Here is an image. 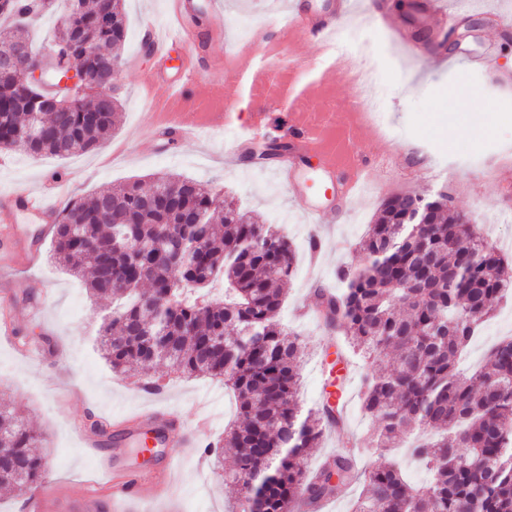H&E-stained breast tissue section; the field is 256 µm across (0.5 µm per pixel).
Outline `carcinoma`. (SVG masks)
Returning <instances> with one entry per match:
<instances>
[{
  "mask_svg": "<svg viewBox=\"0 0 512 512\" xmlns=\"http://www.w3.org/2000/svg\"><path fill=\"white\" fill-rule=\"evenodd\" d=\"M45 0H0V26L12 33L0 54L21 50L32 65L27 21L51 8ZM60 70L80 79L63 91L0 69V150L33 158L96 149L118 123L119 100L100 80L124 42L123 0H70ZM37 123L40 135L22 132ZM276 124L261 151L287 150ZM421 197L385 201L362 242L367 262L342 268L336 290H320L324 323L375 364L362 374V407L377 424V451L406 447L431 475L416 488L400 465L358 467V448L305 472L309 449L330 427L343 431L339 406L325 397L303 413L298 403L304 348L280 320L294 250L277 229L249 221L234 198L198 183L160 176L59 210L57 262L88 269L95 297L117 310L103 319L100 350L115 372L161 363L181 375L219 378L236 396L227 430L231 482L245 490L255 473L257 512H318L360 482L353 512H512V339L496 344L480 369L458 370L461 351L512 288L504 257L473 234L470 219L431 200L427 223H408ZM224 281V299L207 288ZM40 436L0 406V488L36 489L49 466Z\"/></svg>",
  "mask_w": 512,
  "mask_h": 512,
  "instance_id": "1",
  "label": "carcinoma"
}]
</instances>
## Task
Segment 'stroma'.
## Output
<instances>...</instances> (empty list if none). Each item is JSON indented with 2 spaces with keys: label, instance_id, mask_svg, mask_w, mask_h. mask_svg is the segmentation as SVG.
I'll return each mask as SVG.
<instances>
[{
  "label": "stroma",
  "instance_id": "obj_1",
  "mask_svg": "<svg viewBox=\"0 0 512 512\" xmlns=\"http://www.w3.org/2000/svg\"><path fill=\"white\" fill-rule=\"evenodd\" d=\"M166 0H125L127 34L120 49L119 82L121 121L112 135L95 151L59 157L32 158L18 150L0 152V190L37 186L42 170L73 173L67 199H88L120 185L133 182L150 186L154 177L174 173L191 178L212 191L229 195L250 212L259 224H270L285 232L295 250L296 268L287 284L281 313L283 322L299 335L306 348L301 363L298 402L303 409L317 406L322 392H332V400L344 409L345 431L360 450V464L372 467L395 460L411 483L422 484L426 472L403 449L379 455L371 450L373 421L362 409V363L344 353L334 331L313 316L318 305V286L336 287V271L346 266H363L360 248L369 224L380 204L392 197L415 194L429 197L437 193L443 179L436 168L447 165L453 175L452 206L466 213L475 231L482 233L508 261L512 276V119L497 116V108H512V92L501 91L484 74L474 71L469 106H462L460 56L448 51L446 60L431 56L416 61L393 34L372 21L367 13L350 17L340 27L337 41L352 53V62L367 67L376 79L373 98L382 117L383 128L360 122L358 148L366 160L368 190L348 199L324 188L321 155L311 153L295 161V178L283 185L276 178V163L249 164L241 157L225 161L223 149L233 147L240 126L254 113L286 112L281 96L242 94V78L250 62L270 67L273 82L307 79L296 111L326 121L356 102L355 85L344 77L326 75L328 62L319 44L296 33H282L276 26L283 15L282 0H225L223 26L235 35L237 20L256 21L254 57L230 63L233 48L214 45L213 54L223 59V73L212 84L199 85L194 99L196 112L218 111L224 101L248 98V109L239 113L237 123L216 134L204 135L191 146L176 150L154 140L147 125L151 120L141 94L147 77L165 67L178 66L192 48L174 42L168 60L144 53L140 40L145 28L166 27ZM451 9L461 12L474 28L468 40L469 54L491 52L501 69L512 72V28L487 25L490 10L512 13V0H448ZM418 144L421 153L406 156L399 144ZM322 211V222L308 216L309 209ZM321 237L323 248L317 259L309 257L310 236ZM51 244H44L37 259L26 255L0 269V285L16 288L11 313L13 340L0 338V404L19 409L34 429L50 440L46 453L50 472L66 485L69 496L83 492L81 482L94 472L91 458L80 446L75 423H91L101 416L139 412L150 402L133 390L126 376L113 372L97 350L101 334L104 301L92 297L84 281L55 263ZM41 286L50 299L45 318L36 323L29 318L26 284ZM512 336V293L500 303L470 342L462 366L472 369L501 339ZM59 342L67 350L65 360L24 358L18 344L45 346ZM77 387L82 401L61 406L58 390ZM167 403L191 422L210 417L212 427L203 442L221 439L237 416L233 396L223 383L207 377L173 378L168 384ZM235 487L222 476L214 458L181 461L179 474L169 486L160 488L152 501L115 502L112 512H224L235 506Z\"/></svg>",
  "mask_w": 512,
  "mask_h": 512
}]
</instances>
